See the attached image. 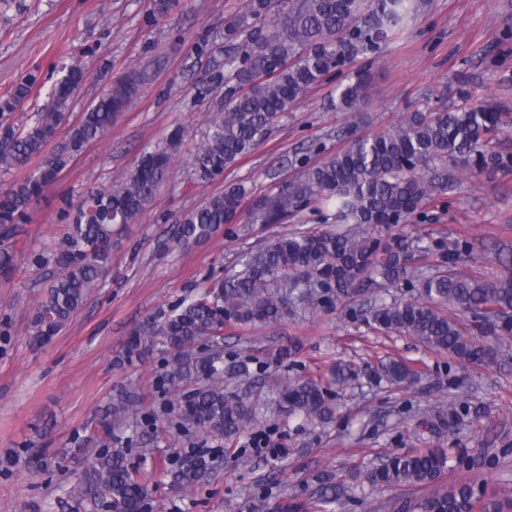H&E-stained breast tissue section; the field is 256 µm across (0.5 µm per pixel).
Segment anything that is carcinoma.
<instances>
[{
    "label": "carcinoma",
    "instance_id": "1",
    "mask_svg": "<svg viewBox=\"0 0 512 512\" xmlns=\"http://www.w3.org/2000/svg\"><path fill=\"white\" fill-rule=\"evenodd\" d=\"M180 0H148L154 18H165ZM426 0H246L243 11L224 21V46H200L212 58L215 74L204 91L224 88V101L194 143L196 179L211 182L250 154L278 126L293 104L321 86L352 58L374 52L392 39ZM87 80L77 60L63 68L46 103L38 104L37 76L29 72L0 96V171H26L0 191V240L31 221L44 193L91 143L101 140L137 100L144 70L132 69L109 82L70 122L77 91ZM366 77L358 73L336 85L334 108L354 112L363 99ZM32 104L29 121L14 114ZM512 121L494 103L454 111L415 109L389 130L356 137L329 158L314 164L300 160L296 179L255 195L242 182L231 183L201 206L184 213L175 234L189 245L206 241L224 224L246 216L249 224H285L309 210L332 220L329 231L295 230L242 255L240 269L207 279L167 312L137 326L118 361L141 358L154 342L170 352L155 385L177 397L174 418L157 425L140 418L139 388L119 390L97 423L103 439L85 448L86 469L74 491L78 506L91 504L110 512H150L149 482L128 467L123 449L112 447L113 431L144 424L154 431L174 429L188 438L171 463L174 482L186 491L208 476L221 454L196 448L195 439L231 438L257 424L266 404L252 391L224 386L222 350L214 338L224 327L277 326L302 309L328 302H350L370 290L393 286L415 272L419 296L390 303L378 298L370 310L375 328L406 335L446 352L458 361L482 366L495 351L483 337L512 333V260L488 278L458 268L468 243L425 245L392 234L415 215L427 217L431 198L448 190V166L459 173L512 169V154L492 150L502 127ZM65 131L64 142L53 141ZM173 159L169 151L142 155L125 178L65 200L62 233L51 250L60 273L36 305L33 335H56L72 315L102 287L112 265L116 231L136 222L165 183ZM474 319L479 335L468 334L448 311ZM377 380L412 385L419 372L405 359H390L373 370ZM262 381L276 393L279 411L312 424L334 418L330 392L313 378L284 381L268 374ZM194 386L182 396V389ZM460 416L456 404L424 411L421 423L435 427ZM512 443L499 448H415L391 454L359 470V486H415L425 494L401 512H512V490L489 487ZM459 478L444 481L448 472ZM348 489L324 485L307 505L312 512H335L346 504Z\"/></svg>",
    "mask_w": 512,
    "mask_h": 512
}]
</instances>
